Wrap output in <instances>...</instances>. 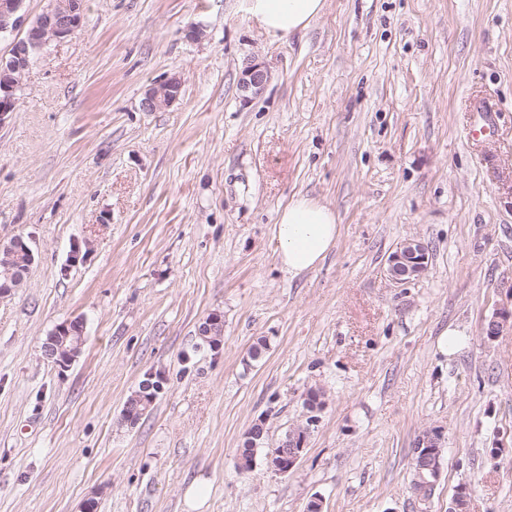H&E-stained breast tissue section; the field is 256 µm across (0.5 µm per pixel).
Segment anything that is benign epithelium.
<instances>
[{
	"label": "benign epithelium",
	"instance_id": "7a95c632",
	"mask_svg": "<svg viewBox=\"0 0 512 512\" xmlns=\"http://www.w3.org/2000/svg\"><path fill=\"white\" fill-rule=\"evenodd\" d=\"M82 0H49L45 10L34 19H28L25 0H0V36L25 30V37L13 40L8 53L0 55V124L16 107L15 92L20 80L44 48L53 41L64 40L81 26ZM270 79L264 63L251 59L240 71L237 86L242 99L249 101L262 94ZM182 81L175 74L166 77L146 90L141 107L146 112H156L175 103L181 94ZM0 251L6 260L0 263V298L9 297L23 287L34 256L30 247L20 237L0 243ZM429 254L423 242L407 239L388 258L389 278L401 283L425 272ZM512 328V310H499L484 326L489 338H496ZM72 346H66L67 340ZM85 341L84 324L70 321L58 325L51 338L42 343L46 359L59 367L69 366L80 352ZM317 417L309 416L306 425L288 430L281 450L266 458L269 469L279 474L293 470L302 456L310 426ZM442 437L421 434L414 447L422 450L423 460L430 463L434 479L440 477Z\"/></svg>",
	"mask_w": 512,
	"mask_h": 512
}]
</instances>
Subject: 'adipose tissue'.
<instances>
[{
    "label": "adipose tissue",
    "instance_id": "1",
    "mask_svg": "<svg viewBox=\"0 0 512 512\" xmlns=\"http://www.w3.org/2000/svg\"><path fill=\"white\" fill-rule=\"evenodd\" d=\"M247 11L267 36L286 37L306 29L320 16L325 0H246ZM276 260L289 277L318 268L339 235L335 211L319 200L297 195L279 212L271 229Z\"/></svg>",
    "mask_w": 512,
    "mask_h": 512
}]
</instances>
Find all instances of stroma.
Wrapping results in <instances>:
<instances>
[{
    "mask_svg": "<svg viewBox=\"0 0 512 512\" xmlns=\"http://www.w3.org/2000/svg\"><path fill=\"white\" fill-rule=\"evenodd\" d=\"M83 14L0 123V240L34 254L0 301V512H186L198 478L199 512L317 497L322 512H416L412 448L432 428L430 512L460 484L470 512H512V331H483L512 306V0H326L280 40L246 0H83ZM253 57L271 78L246 102ZM172 74L179 100L143 111ZM483 123L492 136L473 135ZM299 194L340 234L291 279L270 230ZM408 239L429 263L396 283L387 258ZM212 313L216 347L197 332ZM78 317L86 342L63 369L41 345ZM148 378L158 396L127 425ZM312 389L324 407L296 467L271 472L260 448L240 471L250 426L277 442Z\"/></svg>",
    "mask_w": 512,
    "mask_h": 512,
    "instance_id": "1",
    "label": "stroma"
}]
</instances>
